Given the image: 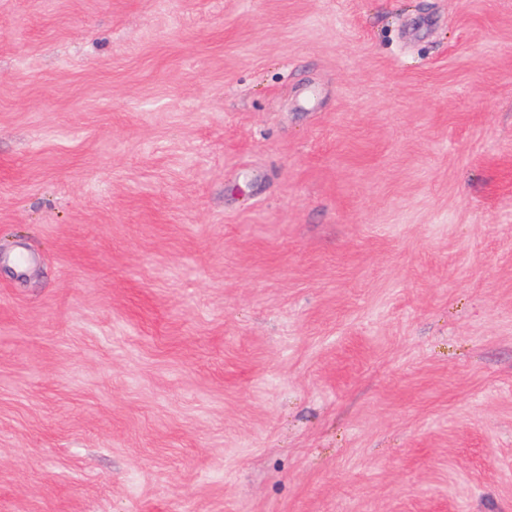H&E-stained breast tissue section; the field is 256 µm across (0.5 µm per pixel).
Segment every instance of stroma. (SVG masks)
Returning <instances> with one entry per match:
<instances>
[{
  "label": "stroma",
  "mask_w": 512,
  "mask_h": 512,
  "mask_svg": "<svg viewBox=\"0 0 512 512\" xmlns=\"http://www.w3.org/2000/svg\"><path fill=\"white\" fill-rule=\"evenodd\" d=\"M0 512H512V0H0Z\"/></svg>",
  "instance_id": "obj_1"
}]
</instances>
